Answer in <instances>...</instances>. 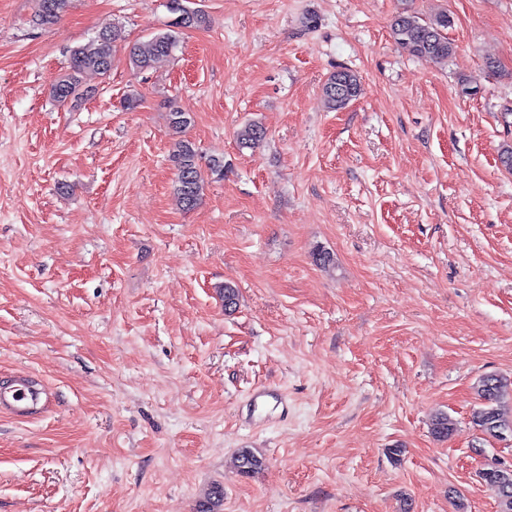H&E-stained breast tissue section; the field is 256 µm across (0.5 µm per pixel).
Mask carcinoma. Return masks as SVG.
Here are the masks:
<instances>
[{"label":"carcinoma","instance_id":"1","mask_svg":"<svg viewBox=\"0 0 512 512\" xmlns=\"http://www.w3.org/2000/svg\"><path fill=\"white\" fill-rule=\"evenodd\" d=\"M70 0H37L34 24L49 27L55 24L69 7ZM206 23L205 14L199 9L185 7L181 22H172L169 28L154 33L146 42L127 49L126 59L138 70H157L170 62L178 45L179 37L187 29H195ZM451 26L448 14L441 12L424 20L413 14H400L392 23V34L401 48L416 57L446 60L454 52L453 43L447 37ZM122 40L121 31L114 26L100 30L91 43L70 51L69 65L52 87V97L61 106H76L84 97L82 75L88 71L109 72L116 58L117 43ZM361 92L358 75L347 68L332 73L323 85L326 106L331 111L345 109ZM172 129L181 134L191 124L190 113L174 107L169 113ZM266 137V129L258 121L244 123L237 132V141L243 148H253ZM169 161L176 170L173 194L185 210L195 208L201 200L208 179L224 178V159L211 158L201 162L194 143L181 138L174 143ZM474 391L479 400L471 414V423L483 440L497 438L504 427H512V377L487 373L478 378ZM432 434L446 440L455 432V423L445 412L438 413L431 425ZM240 474L249 476L262 467V460L250 449L243 448L237 457ZM482 479L495 487L499 512H512V479L505 483L497 473L487 469Z\"/></svg>","mask_w":512,"mask_h":512}]
</instances>
